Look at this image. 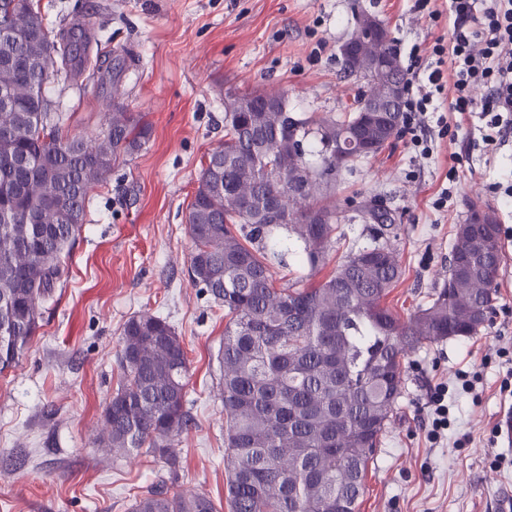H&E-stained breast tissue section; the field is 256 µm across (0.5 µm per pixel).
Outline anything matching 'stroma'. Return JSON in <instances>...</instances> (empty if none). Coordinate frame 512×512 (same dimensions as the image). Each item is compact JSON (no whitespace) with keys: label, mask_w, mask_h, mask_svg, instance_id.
<instances>
[{"label":"stroma","mask_w":512,"mask_h":512,"mask_svg":"<svg viewBox=\"0 0 512 512\" xmlns=\"http://www.w3.org/2000/svg\"><path fill=\"white\" fill-rule=\"evenodd\" d=\"M38 2L54 30L76 21L91 28L90 55L125 59L115 85L94 67L50 84L69 132L96 134L116 99L153 133L91 192L68 278L45 304L19 365L0 375V512H127L162 480L231 512L217 391L224 310L189 279L194 244L185 222L204 157L224 139L225 93L283 91L293 111L335 115L359 87L337 59L356 7L385 23L405 66L415 48L448 41L453 20L429 19L414 0ZM425 124V146L401 133L336 184L339 205L378 196L397 214L390 243L404 273L387 305L408 316L441 286L467 199L494 209L504 262L494 312L478 335L406 355L401 397L368 467L360 512H503L512 502V442L500 435L512 412V199L494 185L512 184V138L493 152L476 149L478 114L462 118L444 107ZM446 187L453 196L441 208L435 201ZM142 312L166 318L188 353L191 427L173 442L175 475L161 458L108 453L97 442L121 377L122 327ZM440 384L450 424L436 432L429 391Z\"/></svg>","instance_id":"35a3bbf8"}]
</instances>
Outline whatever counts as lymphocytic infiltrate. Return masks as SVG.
Segmentation results:
<instances>
[{"instance_id": "lymphocytic-infiltrate-1", "label": "lymphocytic infiltrate", "mask_w": 512, "mask_h": 512, "mask_svg": "<svg viewBox=\"0 0 512 512\" xmlns=\"http://www.w3.org/2000/svg\"><path fill=\"white\" fill-rule=\"evenodd\" d=\"M453 18L449 44H434L428 62L414 61L407 70L404 110L407 116L436 111L447 96L453 112H480L494 135L512 133V0H448ZM487 89L476 97V89Z\"/></svg>"}]
</instances>
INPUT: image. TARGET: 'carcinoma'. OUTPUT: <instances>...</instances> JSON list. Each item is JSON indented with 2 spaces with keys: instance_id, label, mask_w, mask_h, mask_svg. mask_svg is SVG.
<instances>
[{
  "instance_id": "carcinoma-1",
  "label": "carcinoma",
  "mask_w": 512,
  "mask_h": 512,
  "mask_svg": "<svg viewBox=\"0 0 512 512\" xmlns=\"http://www.w3.org/2000/svg\"><path fill=\"white\" fill-rule=\"evenodd\" d=\"M84 28L52 33L32 0H0V374L15 367L41 328L44 304L68 276L67 259L86 219L90 192L120 159L145 146L152 127L119 104L101 132L72 136L54 115L49 84L76 79L89 60ZM259 107L225 114L224 142L211 150L187 206L195 245L188 275L224 308L219 396L232 512H359L369 463L401 394L411 349L480 329L493 307L502 263L499 229L473 224L471 249L454 233L448 280L408 319L385 305L403 270L396 250L374 243L349 251L311 287H276L283 229L300 261L329 260L345 209L334 198L342 171L380 153L362 149L373 120L360 100L341 115ZM295 119L298 135L285 131ZM339 134L355 142L341 161ZM272 169H266L267 164ZM314 212L318 224L303 221ZM121 380L103 412V444L156 454L172 472L171 441L188 430L187 351L165 319L142 313L122 329ZM129 512H217L213 501L161 482Z\"/></svg>"
}]
</instances>
